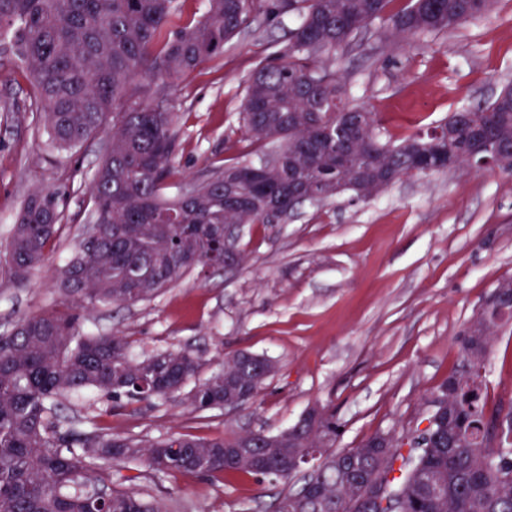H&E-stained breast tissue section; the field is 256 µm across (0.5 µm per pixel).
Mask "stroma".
Here are the masks:
<instances>
[{
	"label": "stroma",
	"mask_w": 512,
	"mask_h": 512,
	"mask_svg": "<svg viewBox=\"0 0 512 512\" xmlns=\"http://www.w3.org/2000/svg\"><path fill=\"white\" fill-rule=\"evenodd\" d=\"M297 19L256 13L249 26L150 106L178 115V151L168 194L183 193L223 165L259 163L239 119L254 68L288 44ZM347 100L366 106L382 140L396 142L448 113L474 107L512 84V0L479 19L406 41L373 24L336 50ZM111 136L102 127L72 151L49 147L31 84L0 45V253L22 202L39 187L65 190L71 229L23 285L0 272V334L24 317L66 312L64 266L88 218L87 187ZM244 259L221 271L197 268L150 300L95 310L83 334L121 332L146 357L187 348L198 379L237 350L277 370L255 402L192 413L175 402L114 406L85 393L63 397L83 430L144 439L230 432L277 433L316 404L335 413L350 448L378 430L415 425L461 358L459 330L499 282L512 278V176L458 170L404 178L363 200L346 191L300 204L287 221L247 224ZM486 374L488 405L512 407V327L497 338ZM136 488L170 512H269L284 484L240 473L216 478L142 472Z\"/></svg>",
	"instance_id": "1"
}]
</instances>
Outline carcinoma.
Returning <instances> with one entry per match:
<instances>
[{"mask_svg":"<svg viewBox=\"0 0 512 512\" xmlns=\"http://www.w3.org/2000/svg\"><path fill=\"white\" fill-rule=\"evenodd\" d=\"M207 0L200 19L177 29L180 0H0V41L24 64L48 144L68 150L109 124V147L90 182L89 219L100 236L80 237L61 286L89 311L133 305L176 284L195 258L208 266L211 244L226 224H270L264 195L288 207V180L328 197L340 187L367 198L406 176L470 166L477 149L497 155L512 175V85L466 115L453 112L398 143L383 142L375 115L345 101L346 84L325 62L336 48L375 22L401 39L452 29L488 12L491 0ZM294 15L291 42L275 61L255 67L240 112L253 145L288 151L264 188L247 165L217 168L190 195L164 197L176 154L175 112L146 104L159 85L173 84L244 30L253 14ZM65 197L40 188L23 202L9 247L0 257L8 277L28 280L62 238ZM488 298L456 338L461 364L432 396L446 409L426 411L428 426L377 431L338 448L341 425L325 408L277 439H255L268 457L242 465L235 448L247 434L211 439L182 434L158 440L80 432L60 424L58 398L95 392L121 406L174 399L193 412L224 408L255 375L242 352L227 353L205 380L191 381L201 362L187 348L133 359L125 336H83L77 315L42 314L0 335V512H165L132 488L112 485V469L134 465L157 474L214 477L243 473L259 482L297 476L280 463L290 453L320 450L316 469L272 512H512V425L490 432L485 368L502 329L512 325V280ZM386 463L377 490L371 478Z\"/></svg>","mask_w":512,"mask_h":512,"instance_id":"cac0c4a2","label":"carcinoma"}]
</instances>
